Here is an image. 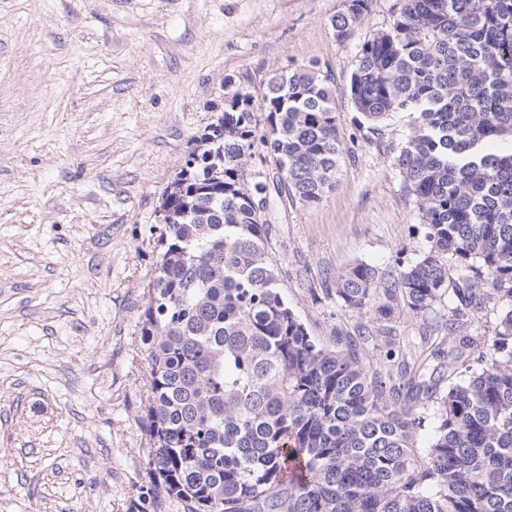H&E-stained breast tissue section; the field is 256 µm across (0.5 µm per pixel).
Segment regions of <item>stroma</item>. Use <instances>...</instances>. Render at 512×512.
<instances>
[{"label": "stroma", "mask_w": 512, "mask_h": 512, "mask_svg": "<svg viewBox=\"0 0 512 512\" xmlns=\"http://www.w3.org/2000/svg\"><path fill=\"white\" fill-rule=\"evenodd\" d=\"M400 0H372L347 40L343 0H0V512H132L150 481L141 342L162 192L231 91L261 99L313 65L335 88L338 180L305 206L268 189L283 296L334 346L355 320L323 288L357 261L427 247L348 85L359 46ZM232 87H225V78Z\"/></svg>", "instance_id": "obj_1"}]
</instances>
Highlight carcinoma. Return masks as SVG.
I'll return each mask as SVG.
<instances>
[{
	"label": "carcinoma",
	"mask_w": 512,
	"mask_h": 512,
	"mask_svg": "<svg viewBox=\"0 0 512 512\" xmlns=\"http://www.w3.org/2000/svg\"><path fill=\"white\" fill-rule=\"evenodd\" d=\"M371 4L344 0L339 40ZM335 92L299 66L258 103L232 94L162 193L141 328L152 480L136 512H512V146L490 149L512 143V0H401L358 50L356 112L374 131L410 118L391 162L428 246L336 276L325 292L358 323L329 348L281 293L252 168L260 149L281 191L319 203L342 156ZM491 307L495 326L471 332ZM401 309L440 323L422 360L391 347Z\"/></svg>",
	"instance_id": "cac0c4a2"
}]
</instances>
